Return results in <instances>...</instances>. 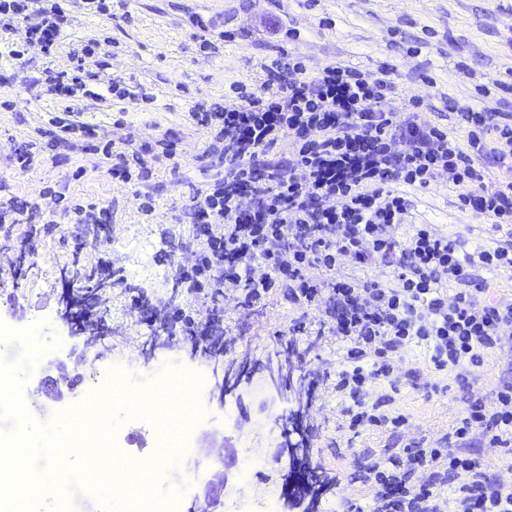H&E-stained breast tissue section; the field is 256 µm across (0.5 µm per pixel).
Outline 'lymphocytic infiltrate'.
I'll return each mask as SVG.
<instances>
[{
    "label": "lymphocytic infiltrate",
    "instance_id": "obj_1",
    "mask_svg": "<svg viewBox=\"0 0 512 512\" xmlns=\"http://www.w3.org/2000/svg\"><path fill=\"white\" fill-rule=\"evenodd\" d=\"M67 23L59 0H0V39L12 40L14 59H24L32 46L54 54ZM110 56L99 40H88L71 53L69 69L43 71L25 86L72 100L88 83L103 82L109 94L126 99L123 81L103 77ZM261 69L259 86L234 83L235 100L198 103L189 114L193 126L211 133L206 153L224 175L191 187L175 216L178 258L168 300L129 283L111 259L87 262V246L111 236V209L73 202L64 185L47 192L43 204L0 199V254L11 285L25 288L27 259L44 239L57 237L69 257L57 284L74 332L97 340L111 335L106 291L120 288L130 314L151 335L213 365L233 340L226 307L246 317L273 300L288 304L296 315L288 327L272 331L275 356L305 364L311 390L334 384L343 396L340 426L352 436L400 433L408 418L392 405L410 344L429 352L426 369L412 374L429 393L441 391L450 368L460 386L470 387L490 352L512 348V301H482L488 283L471 272L475 266L511 270L512 247L465 259L456 242L431 225H412L399 237L408 217L401 189L424 191L444 175L459 188L462 209L498 226L511 224L512 179L489 181L474 159L489 149L498 163L512 162V113L457 108L467 131L462 147L447 127L425 117L419 97L383 109L395 88L392 67L380 66L372 78L334 62L312 74L282 50ZM74 133L81 152L107 163L112 180L137 186L140 213L152 215L153 199L142 185L154 163L179 159L178 142L163 137L150 149L119 146L98 125L56 117L45 132L47 144H64ZM59 215L69 224L62 233ZM348 262L385 266L391 278L359 279L345 272ZM300 336L310 339L302 352L296 349ZM328 337L344 345L339 367L311 368ZM377 380L389 391L374 398L368 385ZM474 434L490 447L512 448L511 380L500 384L493 401L469 397L451 434L358 462L372 507L353 499L346 512H512V488L464 450Z\"/></svg>",
    "mask_w": 512,
    "mask_h": 512
}]
</instances>
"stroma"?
Masks as SVG:
<instances>
[{"instance_id": "stroma-1", "label": "stroma", "mask_w": 512, "mask_h": 512, "mask_svg": "<svg viewBox=\"0 0 512 512\" xmlns=\"http://www.w3.org/2000/svg\"><path fill=\"white\" fill-rule=\"evenodd\" d=\"M121 8L131 14V21L71 10L61 44L49 57L33 48L20 63L14 60L9 45L0 42V97H15L25 77L40 75L44 69H68L71 52L86 41L112 39L116 48L108 75L123 80L136 95H152L153 103L135 105L126 99L84 96L74 108L78 121L110 129L119 142L151 145L161 136L180 141V168L159 166L149 182L156 206L153 219L142 218L129 187L113 181L97 156L61 146L44 150L41 163L28 172L13 169L9 155L14 146L35 139L37 128L64 109V101L51 96H28L24 106L11 112L0 108V180L7 181L14 196L26 202L39 201L47 188L65 184L76 199L111 205L112 238L104 247H89L86 258L92 261L102 253L118 258L128 279L157 298L171 294L169 258L175 251L163 230L184 202L185 185L200 180L193 158L208 144L207 132L192 126L188 114L195 103L223 101L232 82L257 83L261 62L273 54L266 20L297 31V38L283 39L282 44L301 57L309 72L332 62L366 73L376 72L384 63L392 65L395 93L390 105L400 104L410 95L422 96L430 106V119L447 126L458 143H465L466 131L458 124L453 105L512 112V96L494 93L484 98L475 90L476 83H488L512 71V0H319L313 8L305 0H122ZM194 15L214 20L224 31L226 39L218 53H200L198 30L190 22ZM323 18L330 19V26H320ZM464 66L471 70V77L461 74ZM119 114L124 117L120 126L114 123ZM405 194L410 210L400 235H408L414 224H437L467 256L512 246V228H494L486 217L463 210L456 189L448 182L428 191L409 188ZM66 261L56 239L38 246L27 279L29 311L21 321L5 298L11 284L0 277V324L20 331L38 327L45 342L61 345L60 350L50 349L42 355L38 372L28 376L27 385H34L38 375L50 373L61 358L88 381L108 365L123 364L136 388L153 382L150 368L156 364L207 377L205 417L195 432L193 446L172 460L159 485L168 492L188 480L198 496L216 473H223L224 488L215 512H230L236 500L243 512H301L285 503L282 467L274 461L279 446L277 424L287 413L307 412L318 425L324 440L313 443L307 453L313 465L341 481L339 490L323 497L318 512H340L347 497L366 506L372 503L369 488L353 479V457L452 432L467 395L492 398L502 381L512 379V351L506 349L490 354L471 390H463L453 381L447 391L432 394L403 386L393 405L409 418L400 437L369 431L350 446L337 428L341 396L333 387L320 390L312 403L303 396L304 386H297L293 398L279 388L280 369L268 356V333L288 325L294 316L288 305L269 304L262 317L243 326L232 353L216 368L161 341L152 350H143L147 330L129 314L127 302L117 290L110 292L108 301L115 337L89 342L73 335L54 288L58 270ZM226 437L232 439L237 455L254 448L267 460L247 486H239L238 469H224L215 449L216 442Z\"/></svg>"}]
</instances>
